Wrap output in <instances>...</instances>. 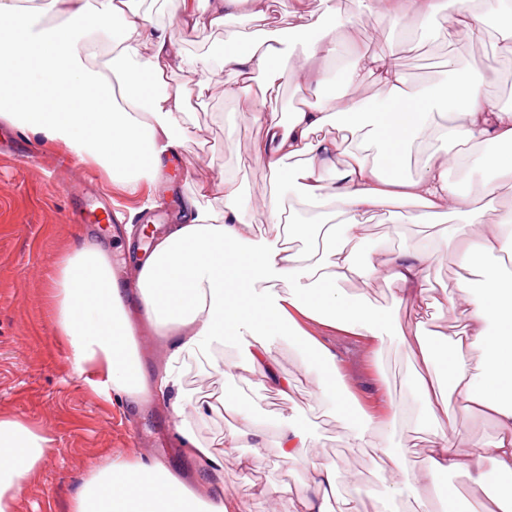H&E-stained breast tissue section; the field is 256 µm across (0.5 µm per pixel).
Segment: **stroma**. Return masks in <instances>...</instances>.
Returning a JSON list of instances; mask_svg holds the SVG:
<instances>
[{
	"label": "stroma",
	"instance_id": "35a3bbf8",
	"mask_svg": "<svg viewBox=\"0 0 512 512\" xmlns=\"http://www.w3.org/2000/svg\"><path fill=\"white\" fill-rule=\"evenodd\" d=\"M339 5L354 27L352 38L346 41V54L371 57L396 43V20L369 14L359 0H340ZM423 29L417 48L400 57L411 82L440 88L448 83L451 67L467 66L491 73L490 96L512 105V64L503 62L498 54L497 26L490 23L473 38L454 40L447 34L445 16L439 14ZM169 32L187 51L215 55L230 33L250 43L256 29L244 20L228 28L196 30L175 22ZM308 67L317 73V81L306 85L284 82L270 108L287 114L297 93L320 101L324 86L340 81L339 76L325 73L320 61H310ZM232 77L230 71H218L209 96L191 100L189 124L193 133L182 151L180 171L174 178L160 179L152 191L153 197L166 200L167 205L145 211L141 221L171 224L180 195L193 194L201 182L217 187L228 173L243 187L244 208H252L254 194L269 187L270 172L254 151L261 133L257 126L241 122L239 104L225 100L222 93L224 82ZM38 153L44 156L42 163H21V155ZM82 171L78 164L69 170L59 168L57 156L43 152L36 141L21 132L0 125V415L25 419L52 439L41 467L17 495L13 512H70L90 463L111 455L132 461L159 460L178 476L194 470L192 461L177 450L175 418L165 401L154 399L137 413L100 398L77 375L46 318L52 268L61 253L83 238L103 244L116 265L120 283L134 281L136 276V261L127 254L125 226L115 221L99 227L83 221L85 214L112 203L134 209V201L121 191H107L101 181L84 182ZM448 183L471 204L485 208L488 217L512 208V188L486 196L484 179L474 177L469 168H449ZM428 232V226L410 223L403 209L377 211L364 226L356 259L365 264L382 249H413ZM457 252L454 245L441 248L429 273L431 294L443 304L424 327L432 338L450 332L456 324L449 300L456 296L457 281L464 274ZM215 358L213 366L188 360L185 389L196 396L211 392L230 396L262 423L266 440L259 462H252L248 447L225 458L227 495L244 504L248 512H271L270 502L258 494L259 489L266 488L278 492L291 512H298L299 497L310 485L312 471L279 455L276 427L288 418L305 423L322 453L336 461L337 481L344 495L366 503L384 495L381 473L372 461L373 449L345 445L335 416L313 396L314 380L305 368L299 346L285 340L280 343L279 360L291 381L284 396L259 372L241 367L237 341L225 339ZM359 359V372L348 387L360 404H367L370 395L377 392L405 405L413 416L421 415L410 385L415 359L407 346L394 344L378 353L363 351ZM499 480L498 473H490L489 495L478 501L469 494L465 471L442 476L444 487L456 496L458 512H484L493 506L491 493Z\"/></svg>",
	"mask_w": 512,
	"mask_h": 512
}]
</instances>
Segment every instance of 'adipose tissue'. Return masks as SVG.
Listing matches in <instances>:
<instances>
[{
	"instance_id": "ef3b65f1",
	"label": "adipose tissue",
	"mask_w": 512,
	"mask_h": 512,
	"mask_svg": "<svg viewBox=\"0 0 512 512\" xmlns=\"http://www.w3.org/2000/svg\"><path fill=\"white\" fill-rule=\"evenodd\" d=\"M242 0H176L175 12L189 28L221 27L238 19ZM243 16L264 30L252 47L230 48L222 56L190 55L174 41L165 23L151 20L142 0H52L60 24L44 20L36 0H0V122L30 135L46 150L67 154L126 195L138 197L174 169L191 135L186 112L189 94L204 97L217 70L234 73L225 99L241 104L242 121L260 127L259 157L276 187L253 210L241 204L243 189L231 175L224 193L203 204L206 188L182 204L176 224L155 232L140 252L137 285L121 287L112 261L99 244L87 243L62 254L51 276L48 302L53 330L68 349L76 373L105 400L138 410L149 385L171 395L175 429L211 485L190 490L162 463L107 459L93 462L71 512H229L224 504V456L252 441L254 459L264 453L256 423L241 412V427L224 436L222 448L199 440L193 415L203 414L182 385L187 359L212 360L225 338L243 340L246 367L287 393L291 382L278 360L279 340L289 336L310 354L308 367L320 401L341 423L346 444L374 448L383 460L389 493H418L436 486L442 473L464 469L473 498L487 492L486 465L502 475L496 498L512 504V271L493 261L512 254V209L488 220L481 207L468 205L448 184V169L466 165L491 170L498 185H512V109L499 108L488 95V74L468 68L451 72L446 92L410 86L397 56L414 50L404 36L395 51L351 58L342 71L345 98L309 104L285 120L267 107V96L286 73L282 62L299 38L302 58L331 61L347 28L337 6L309 14L296 28H267L283 0H249ZM369 12L397 20H427L441 11L448 32L469 37L497 16L499 56L512 62V0H364ZM110 52L107 65L92 59ZM173 69L192 77L191 88L169 87ZM375 76L381 97L368 101L358 92L365 74ZM262 92H251L253 79ZM356 135L361 151L337 165V144L326 136L329 124ZM479 153H470V146ZM421 157L416 176L404 168L412 148ZM300 157L296 169L284 159ZM297 206H289L287 196ZM397 202L416 205L410 222L429 224L452 214L438 238L413 251H380L368 264L354 255L369 214ZM265 225L255 235L253 225ZM466 236L462 266L478 278H461L455 310L462 330L442 344L420 330L432 307L428 270L440 243ZM384 277L397 284L396 304L413 317L407 336L392 311L377 308L347 282ZM309 320L336 331L357 346L409 344L424 373L416 374L423 418L411 419L401 406L380 415L356 409L336 372L339 357L318 337L303 333ZM170 336L172 344L157 382H150L135 342L140 325ZM478 408L497 426L494 441L474 440L463 413ZM416 422L429 450L418 466L389 435ZM50 440L16 417H0V512L14 501L44 461ZM312 482L300 500L302 512H362L342 496L331 459L313 465Z\"/></svg>"
}]
</instances>
